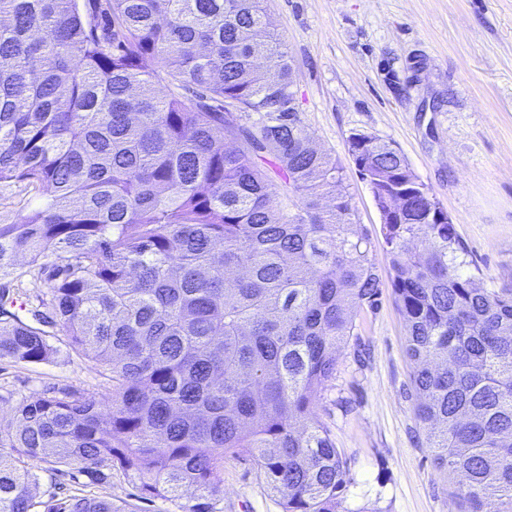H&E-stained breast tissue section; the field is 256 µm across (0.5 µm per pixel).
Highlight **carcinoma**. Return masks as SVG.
I'll return each mask as SVG.
<instances>
[{
	"label": "carcinoma",
	"instance_id": "carcinoma-1",
	"mask_svg": "<svg viewBox=\"0 0 512 512\" xmlns=\"http://www.w3.org/2000/svg\"><path fill=\"white\" fill-rule=\"evenodd\" d=\"M293 77L260 0H0V184L43 191L0 222V280L29 257L41 304L111 382L24 397L0 421V512H126L34 501L36 457L93 481L118 470L180 512H214L231 457L282 512H341L349 463L316 401L384 288L460 512H512V285L464 272L454 224L396 146L350 138L382 218V279L342 168L288 108ZM1 314L0 359L52 357L45 332Z\"/></svg>",
	"mask_w": 512,
	"mask_h": 512
}]
</instances>
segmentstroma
I'll list each match as a JSON object with an SVG mask.
<instances>
[{"mask_svg": "<svg viewBox=\"0 0 512 512\" xmlns=\"http://www.w3.org/2000/svg\"><path fill=\"white\" fill-rule=\"evenodd\" d=\"M288 50L298 115L319 150L343 168L355 223L372 234L381 271L389 258L381 216L347 151L352 133L394 144L448 213L468 270L488 289L512 284V0H264ZM23 298L31 322L48 285L28 259L0 280ZM337 353L336 379L318 411L350 465L349 512H458L436 472L414 412L402 317L390 294L354 318ZM43 363L0 360V419L16 402L70 389L102 395L104 367L75 351L59 327ZM36 500L93 496L134 512H179L177 502L142 498L120 472L87 485L78 466L33 458ZM217 512H281L250 462L224 463Z\"/></svg>", "mask_w": 512, "mask_h": 512, "instance_id": "35a3bbf8", "label": "stroma"}]
</instances>
